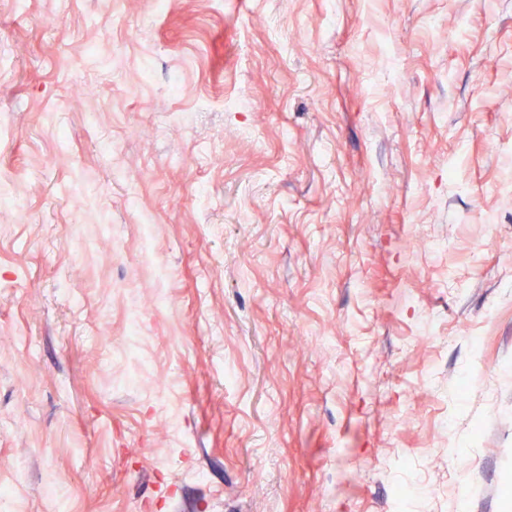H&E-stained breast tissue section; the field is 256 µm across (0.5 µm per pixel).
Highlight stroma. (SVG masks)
I'll return each instance as SVG.
<instances>
[{"mask_svg":"<svg viewBox=\"0 0 512 512\" xmlns=\"http://www.w3.org/2000/svg\"><path fill=\"white\" fill-rule=\"evenodd\" d=\"M150 6L0 0L16 508L512 512V0Z\"/></svg>","mask_w":512,"mask_h":512,"instance_id":"35a3bbf8","label":"stroma"}]
</instances>
